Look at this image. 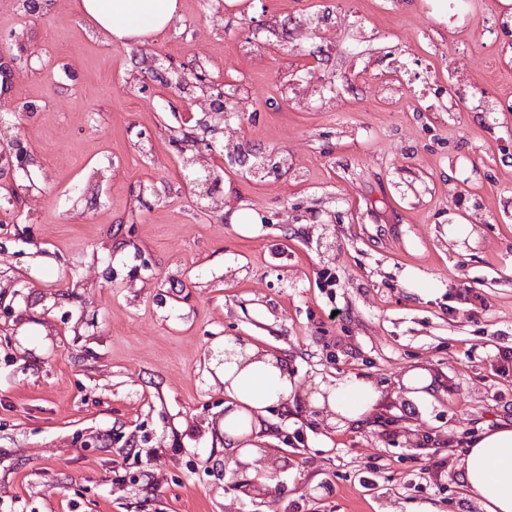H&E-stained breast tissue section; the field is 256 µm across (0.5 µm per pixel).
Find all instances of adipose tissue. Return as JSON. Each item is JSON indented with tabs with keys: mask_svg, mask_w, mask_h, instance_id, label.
Here are the masks:
<instances>
[{
	"mask_svg": "<svg viewBox=\"0 0 512 512\" xmlns=\"http://www.w3.org/2000/svg\"><path fill=\"white\" fill-rule=\"evenodd\" d=\"M81 17L113 43L145 42L179 16V0H76ZM210 367L224 385V463L244 481L271 489L279 461L269 456L270 411L301 399L328 425L346 427L368 419L381 391L349 376L301 385L287 359L235 337L213 347ZM463 487L481 512H512V426L503 424L469 441L462 458Z\"/></svg>",
	"mask_w": 512,
	"mask_h": 512,
	"instance_id": "adipose-tissue-1",
	"label": "adipose tissue"
}]
</instances>
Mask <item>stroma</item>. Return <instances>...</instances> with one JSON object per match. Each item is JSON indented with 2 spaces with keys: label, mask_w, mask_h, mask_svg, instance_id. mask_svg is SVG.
I'll use <instances>...</instances> for the list:
<instances>
[{
  "label": "stroma",
  "mask_w": 512,
  "mask_h": 512,
  "mask_svg": "<svg viewBox=\"0 0 512 512\" xmlns=\"http://www.w3.org/2000/svg\"><path fill=\"white\" fill-rule=\"evenodd\" d=\"M506 13L181 0L169 29L122 46L74 0H0L18 58L0 116L32 158L0 166V198L27 191L0 207V512H480L465 443L512 423V111L473 95L512 99ZM217 86L238 93L237 143L281 169L213 160L210 213L182 173L224 139ZM225 336L281 351L304 382L370 379L382 403L339 430L274 411L290 437L274 489L241 495L210 368ZM417 367L436 384L423 406L401 392Z\"/></svg>",
  "instance_id": "1"
}]
</instances>
